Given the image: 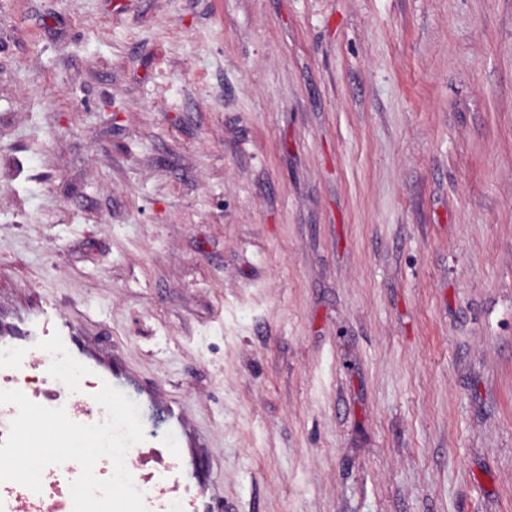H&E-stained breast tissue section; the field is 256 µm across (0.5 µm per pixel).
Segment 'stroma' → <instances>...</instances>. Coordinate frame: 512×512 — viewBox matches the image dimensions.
Returning <instances> with one entry per match:
<instances>
[{
    "label": "stroma",
    "instance_id": "stroma-1",
    "mask_svg": "<svg viewBox=\"0 0 512 512\" xmlns=\"http://www.w3.org/2000/svg\"><path fill=\"white\" fill-rule=\"evenodd\" d=\"M39 310L213 512H512V0H0Z\"/></svg>",
    "mask_w": 512,
    "mask_h": 512
}]
</instances>
